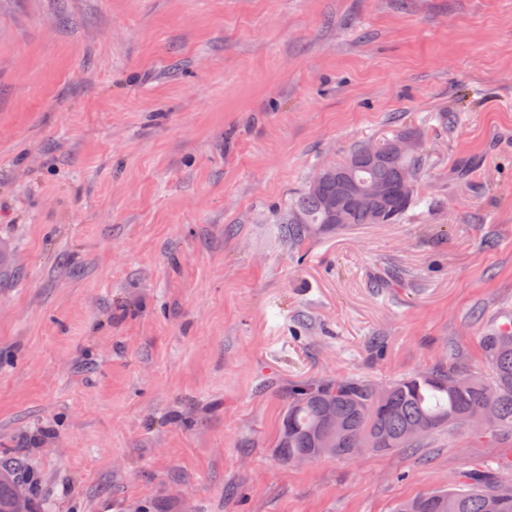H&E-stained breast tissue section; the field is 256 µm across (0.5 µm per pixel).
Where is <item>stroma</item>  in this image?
<instances>
[{
	"label": "stroma",
	"instance_id": "1",
	"mask_svg": "<svg viewBox=\"0 0 512 512\" xmlns=\"http://www.w3.org/2000/svg\"><path fill=\"white\" fill-rule=\"evenodd\" d=\"M404 128L422 203L296 262L309 177ZM508 313L512 0H0V458L34 512H392L512 478L490 431L272 451L296 383L482 370Z\"/></svg>",
	"mask_w": 512,
	"mask_h": 512
}]
</instances>
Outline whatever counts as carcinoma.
<instances>
[{
	"label": "carcinoma",
	"instance_id": "1",
	"mask_svg": "<svg viewBox=\"0 0 512 512\" xmlns=\"http://www.w3.org/2000/svg\"><path fill=\"white\" fill-rule=\"evenodd\" d=\"M400 139L421 140L420 132L400 130L357 145L340 162L325 166L280 219L281 237L298 254L307 241L336 233V225L399 224L417 203L426 172L423 151L399 153ZM376 189L365 204L356 188ZM489 371L429 367L386 384L338 380L301 383L288 396L274 444L283 461L352 459L359 448L393 453L422 448L440 431L484 432L490 426L512 431V320L480 337ZM21 466L0 459V512L13 509V489L23 483ZM508 488L502 512H512V481L474 466L458 474L454 486L433 489L399 502L394 512H487V500Z\"/></svg>",
	"mask_w": 512,
	"mask_h": 512
}]
</instances>
